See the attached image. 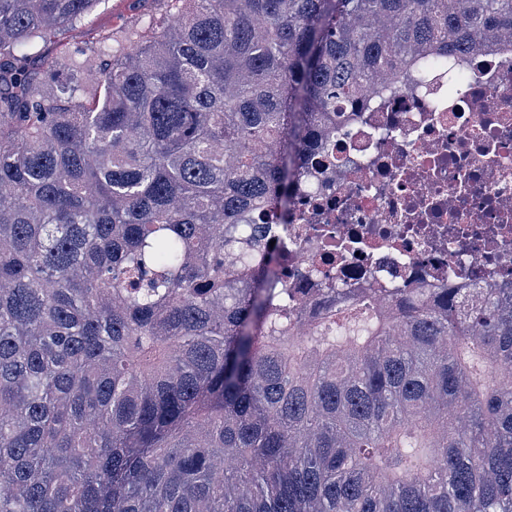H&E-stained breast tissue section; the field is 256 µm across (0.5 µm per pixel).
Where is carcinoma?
I'll return each instance as SVG.
<instances>
[{
    "label": "carcinoma",
    "mask_w": 512,
    "mask_h": 512,
    "mask_svg": "<svg viewBox=\"0 0 512 512\" xmlns=\"http://www.w3.org/2000/svg\"><path fill=\"white\" fill-rule=\"evenodd\" d=\"M99 2L0 0V512H512V287L292 307L250 234L512 0H157L71 48Z\"/></svg>",
    "instance_id": "carcinoma-1"
}]
</instances>
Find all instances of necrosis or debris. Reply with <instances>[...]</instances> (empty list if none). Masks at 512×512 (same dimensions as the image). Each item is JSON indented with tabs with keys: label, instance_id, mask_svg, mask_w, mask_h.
Listing matches in <instances>:
<instances>
[{
	"label": "necrosis or debris",
	"instance_id": "1",
	"mask_svg": "<svg viewBox=\"0 0 512 512\" xmlns=\"http://www.w3.org/2000/svg\"><path fill=\"white\" fill-rule=\"evenodd\" d=\"M364 98L262 226L289 287L512 284V53Z\"/></svg>",
	"mask_w": 512,
	"mask_h": 512
}]
</instances>
